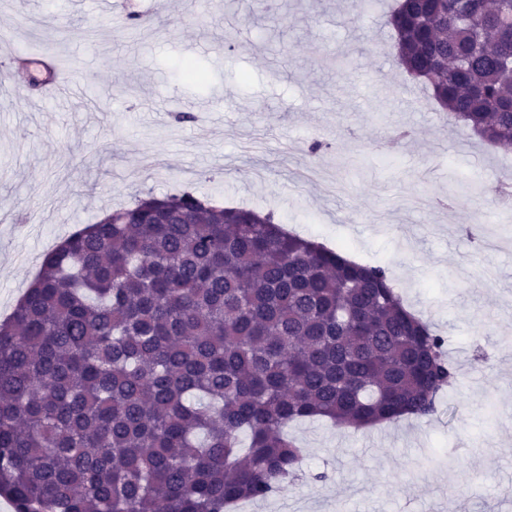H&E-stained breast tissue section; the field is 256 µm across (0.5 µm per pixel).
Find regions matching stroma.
<instances>
[{
    "label": "stroma",
    "instance_id": "stroma-1",
    "mask_svg": "<svg viewBox=\"0 0 512 512\" xmlns=\"http://www.w3.org/2000/svg\"><path fill=\"white\" fill-rule=\"evenodd\" d=\"M0 0V320L43 254L137 191L189 190L384 266L457 369L435 414L292 425L303 475L237 512H512V147L455 121L393 55L391 0ZM77 97L43 95L47 55ZM207 81H185V60ZM180 112L194 114L177 122ZM325 148L309 156L312 142ZM264 180L251 176L253 167Z\"/></svg>",
    "mask_w": 512,
    "mask_h": 512
}]
</instances>
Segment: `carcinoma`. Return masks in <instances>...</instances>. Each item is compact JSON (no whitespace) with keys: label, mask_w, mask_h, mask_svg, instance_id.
I'll list each match as a JSON object with an SVG mask.
<instances>
[{"label":"carcinoma","mask_w":512,"mask_h":512,"mask_svg":"<svg viewBox=\"0 0 512 512\" xmlns=\"http://www.w3.org/2000/svg\"><path fill=\"white\" fill-rule=\"evenodd\" d=\"M404 72L512 146V0H399ZM381 265L270 212L147 193L46 254L0 323L16 512H228L300 469L295 421L423 419L456 379Z\"/></svg>","instance_id":"obj_1"}]
</instances>
